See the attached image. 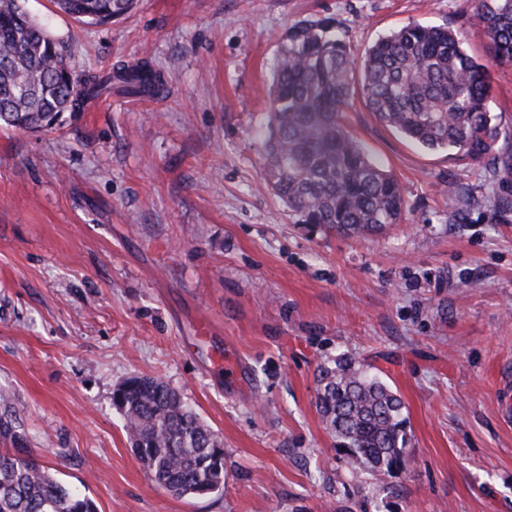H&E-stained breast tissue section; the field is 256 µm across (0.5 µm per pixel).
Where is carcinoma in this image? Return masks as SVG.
Instances as JSON below:
<instances>
[{"mask_svg":"<svg viewBox=\"0 0 512 512\" xmlns=\"http://www.w3.org/2000/svg\"><path fill=\"white\" fill-rule=\"evenodd\" d=\"M136 0H54L91 25L119 19ZM0 0V125L51 130L66 112L117 84L133 96L155 94L162 73L144 61L82 78L65 47L21 9ZM473 25L489 40L488 58L464 47L460 32L410 23L352 57L341 23L331 16L288 28L272 64L265 182L299 224L367 238L402 223L399 182L374 164L339 119L360 97L383 125L456 161L512 166L495 152L512 132L491 114L489 66L512 62V0H478ZM137 459L155 483L176 495L224 488V444L181 395L162 381L132 375L115 389ZM317 408L353 463L378 480L407 466L403 402L371 368L341 356L319 372ZM0 512H97L95 502L65 487L29 448L21 413L0 390Z\"/></svg>","mask_w":512,"mask_h":512,"instance_id":"1","label":"carcinoma"}]
</instances>
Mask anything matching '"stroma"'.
<instances>
[{"label":"stroma","instance_id":"35a3bbf8","mask_svg":"<svg viewBox=\"0 0 512 512\" xmlns=\"http://www.w3.org/2000/svg\"><path fill=\"white\" fill-rule=\"evenodd\" d=\"M24 8L78 74L145 58L168 88L112 90L51 131L0 126V389L41 463L98 512H512V173L425 150L354 99L345 127L406 206L349 238L296 222L258 136L295 21L335 17L358 56L448 26L480 56L473 0H138L103 26ZM343 354L404 403L392 478L354 475L317 410ZM134 374L222 438V491L180 497L146 473L113 404Z\"/></svg>","mask_w":512,"mask_h":512}]
</instances>
